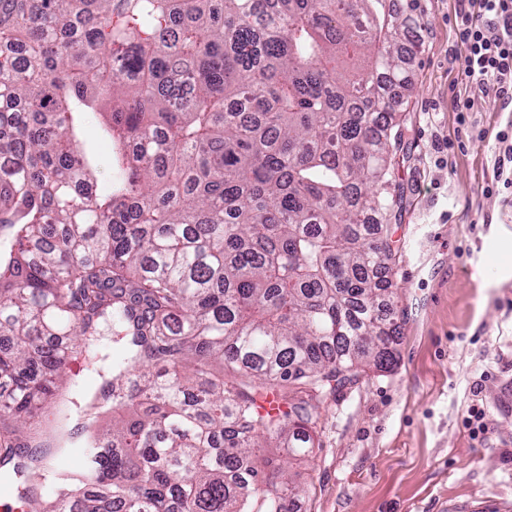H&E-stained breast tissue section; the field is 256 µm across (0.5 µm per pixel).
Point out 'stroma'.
Wrapping results in <instances>:
<instances>
[{
  "mask_svg": "<svg viewBox=\"0 0 512 512\" xmlns=\"http://www.w3.org/2000/svg\"><path fill=\"white\" fill-rule=\"evenodd\" d=\"M416 0L397 251L398 363L322 404L294 512H512V188L494 181L512 104L462 82L455 17ZM473 98L460 120L451 103ZM492 195H485L486 186Z\"/></svg>",
  "mask_w": 512,
  "mask_h": 512,
  "instance_id": "1",
  "label": "stroma"
}]
</instances>
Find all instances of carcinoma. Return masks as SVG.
Wrapping results in <instances>:
<instances>
[{"label": "carcinoma", "instance_id": "carcinoma-1", "mask_svg": "<svg viewBox=\"0 0 512 512\" xmlns=\"http://www.w3.org/2000/svg\"><path fill=\"white\" fill-rule=\"evenodd\" d=\"M412 10L0 0V469L29 512H292L281 449L310 456L322 402L398 363L386 90L414 89ZM75 356L103 382L60 469L70 406L33 419Z\"/></svg>", "mask_w": 512, "mask_h": 512}]
</instances>
